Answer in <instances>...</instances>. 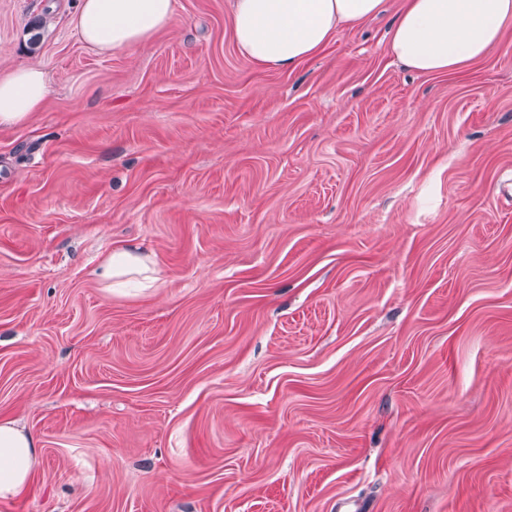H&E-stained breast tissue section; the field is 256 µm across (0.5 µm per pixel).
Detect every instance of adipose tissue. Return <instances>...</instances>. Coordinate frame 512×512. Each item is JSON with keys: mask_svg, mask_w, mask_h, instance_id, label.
<instances>
[{"mask_svg": "<svg viewBox=\"0 0 512 512\" xmlns=\"http://www.w3.org/2000/svg\"><path fill=\"white\" fill-rule=\"evenodd\" d=\"M385 0H235L234 38L260 65L293 69L324 48L338 28L379 17ZM175 0H81L73 28L91 49L106 53L147 41L169 23ZM512 20V0H406L391 30L393 55L421 73L461 70L484 57ZM50 91L45 72L20 67L0 78V124L40 111ZM95 277L108 288H155L149 253L119 244L101 260ZM38 464L37 441L12 420L0 421V499L28 491Z\"/></svg>", "mask_w": 512, "mask_h": 512, "instance_id": "adipose-tissue-1", "label": "adipose tissue"}]
</instances>
